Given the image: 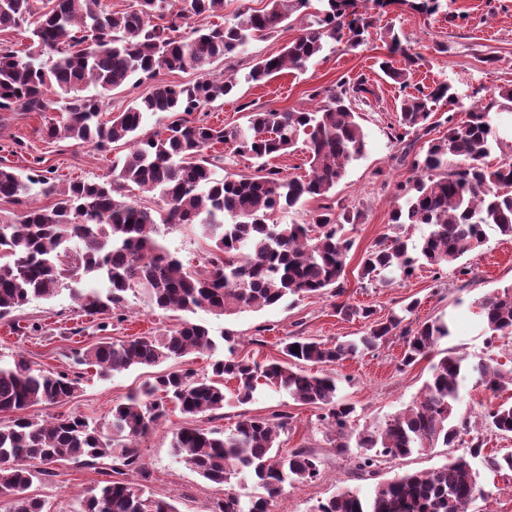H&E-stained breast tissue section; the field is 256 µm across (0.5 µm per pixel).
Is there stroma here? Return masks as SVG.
Returning a JSON list of instances; mask_svg holds the SVG:
<instances>
[{
    "label": "stroma",
    "mask_w": 512,
    "mask_h": 512,
    "mask_svg": "<svg viewBox=\"0 0 512 512\" xmlns=\"http://www.w3.org/2000/svg\"><path fill=\"white\" fill-rule=\"evenodd\" d=\"M389 26L398 33L407 56H388L384 38ZM298 33V26L281 27L269 37L250 41L234 57L216 61L213 71L234 73L239 84L236 94L216 103L206 120L215 126L242 125L246 122L243 106L247 103L257 110L307 109L315 104V90L337 81L362 75L373 84L375 97L355 107L362 116L368 150L364 157L349 164L344 179L334 189L337 205L363 214L361 223L349 231L352 247L346 259L344 293L339 297L330 293L291 296L273 308L225 317L200 310L194 315L195 321L204 324L213 338L233 337L242 356L267 364L284 361L283 342L291 337L334 342L362 336V320L336 315L339 302L373 306L383 317L413 301L417 304L414 321L455 318L456 330L440 342V349H454L471 363L499 361L512 368V336L490 337L480 317V300L493 290L512 284V239L500 235L495 227L486 228V241L480 252L462 258L467 274L458 273V267L452 266L438 280L429 270L420 269L412 277L386 287L358 277L365 251L378 238L399 235L415 244L428 231L424 225L399 229L390 222L397 187L407 183L412 172L409 163L399 160L407 148L391 136L399 88L379 70L377 59L388 56L394 67H410L408 89L412 92L445 81L469 104L499 89L512 88V0H447L446 7L430 17L399 9L381 18L365 46L351 49L342 43H330L304 70L257 83L246 81L255 59L278 54ZM59 116L55 109L0 112V161L24 172L38 159L43 167L54 168L57 176L67 182L99 178L108 173L114 158L127 153L124 145L101 152L67 140H45L43 126ZM423 146V140L418 139L407 150L417 155ZM159 236L187 266L201 265L209 248L208 239L195 224L172 231L163 228ZM180 318V313L153 307L139 291L128 296L125 320L110 321L105 327L99 318L81 312L68 294L35 299L10 317L0 319V359L22 355L44 369L66 372L70 369L71 349L105 338L115 341L159 335L173 328ZM403 352L401 338L393 336L376 351L332 366L339 398L356 408L354 430L376 427L418 395L429 375L430 362L423 359L401 367ZM154 374V369L133 367L105 379L86 367L76 397L59 404L36 405L30 412L42 419L78 415L101 424L107 421L113 404L140 389ZM234 388V382L226 383L224 392L229 401L222 414L200 417L199 425L227 429L234 427L242 413L269 416L285 412L291 420L280 435L284 448L311 449L321 461L317 479L285 486L277 503L279 512H313L320 501L340 491L357 488L366 493L372 489L373 480L359 477L346 458L337 455L332 435L319 419V409L267 389L258 391L251 402L241 404L234 398ZM182 423L180 412L170 411L160 426L140 439L138 448L151 473L146 488L156 496L171 499L178 512H210L213 502L223 497L224 489L204 480L174 457L172 437ZM465 451L461 442L450 448L440 445L384 463L382 475L391 478L426 470ZM98 478L95 469L66 461L57 467L52 480L33 481L27 494L43 502L44 512H77L83 494L96 485ZM480 485L483 495L475 500L470 512H512V475L485 471Z\"/></svg>",
    "instance_id": "obj_1"
}]
</instances>
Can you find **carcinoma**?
I'll use <instances>...</instances> for the list:
<instances>
[{
    "mask_svg": "<svg viewBox=\"0 0 512 512\" xmlns=\"http://www.w3.org/2000/svg\"><path fill=\"white\" fill-rule=\"evenodd\" d=\"M320 7L309 12L311 2ZM0 0V31L27 26V44L0 42V112H46L49 94L63 101L61 117L44 126L45 138L91 145L104 152L114 144L129 151L112 161L100 180L62 182L51 168L32 167L24 174L0 165V201L24 206L15 218L0 216V319L33 299H48L62 290L85 314L109 312L122 321L127 296L140 291L161 310L192 313L204 308L215 316L261 311L287 297L344 292L345 259L351 241L345 225L359 212L335 211L329 194L345 177L347 165L366 152L361 116L352 103L376 95L362 76L316 91L320 102L310 109H266L247 113L244 126H212L193 119L195 112L232 94L235 75H214L207 67L227 59L253 38L277 31L296 12L310 21L302 33L276 55L260 58L248 78L270 79L279 72L302 70L330 42L342 40L356 49L368 41L376 18L403 6L431 16L442 0H266L262 9L245 8L224 24L205 20L224 9V0H135L122 11L106 9L101 0ZM379 68L399 89L408 87L407 68L384 59ZM197 71L193 83L157 79L161 71ZM153 79L152 91L103 122L101 100L85 94L90 86L113 91L134 79ZM448 107L447 133L428 141L423 157L411 162L413 175L405 200L394 207V224H422L428 232L413 248L398 236L383 237L362 258L360 279L379 278L385 285L410 277L421 265L437 275L485 242V227L494 226L512 239V161H488L493 150V109L512 111V90L463 108L452 86L404 94L397 107L394 139L428 134V120L439 105ZM467 120L455 122L454 112ZM170 113L161 134L142 133L147 114ZM231 142L235 153L255 160V174L217 175L221 155H208L216 143ZM302 144L311 175L290 177L269 160ZM457 163L448 168V158ZM152 194L145 204L129 192ZM54 203L44 207L39 198ZM308 199L323 203L307 224H279L276 212L300 207ZM169 229L197 224L210 241L203 268L191 269L158 238V225ZM107 284L100 291L90 279ZM485 330L512 335V285L480 301ZM344 319L367 320L369 306L336 305ZM391 314L369 323L357 342L328 343L300 338L284 343L288 361L262 365L228 355L199 377L189 370L163 372L112 406L104 425L82 416L50 420L24 411L38 404H58L79 391L78 373L51 372L23 356L0 360V497L10 512H42L41 501L26 495L35 478L55 476L51 464L61 461L96 465L105 479L80 501L78 512H177L169 501L144 487L125 482L132 472L141 480L151 473L142 462L137 441L168 415L173 404L184 417L172 450L205 480L224 487L211 512H271L283 487L320 474L318 457L307 448L280 449L288 428L286 412L245 416L231 429L204 428L197 418L224 409V381L235 382V398L245 404L260 389L281 391L303 405L322 411L320 420L334 434L336 453L359 474L376 479L362 495L346 489L321 502L315 512H469L482 493L473 459L495 473L512 472V454L482 453L481 433H472L471 417L459 411L462 383L470 371L497 394L512 388V369L488 363L473 366L452 351L437 358L434 348L451 335L449 321L437 318L415 327ZM405 343L401 366L432 359L420 394L405 408L371 430L350 429L355 406L337 397L336 379L312 374L304 364H335L360 351H372L389 337ZM300 350L292 352L294 346ZM216 348L209 329L183 318L159 336L99 341L70 352L73 367H95L108 378L132 367H154ZM481 427L512 435V403L491 404L480 415ZM470 436L469 451L418 473L378 479L380 462L407 457L439 444L450 446ZM251 478L264 495L242 499L234 484Z\"/></svg>",
    "mask_w": 512,
    "mask_h": 512,
    "instance_id": "carcinoma-1",
    "label": "carcinoma"
}]
</instances>
